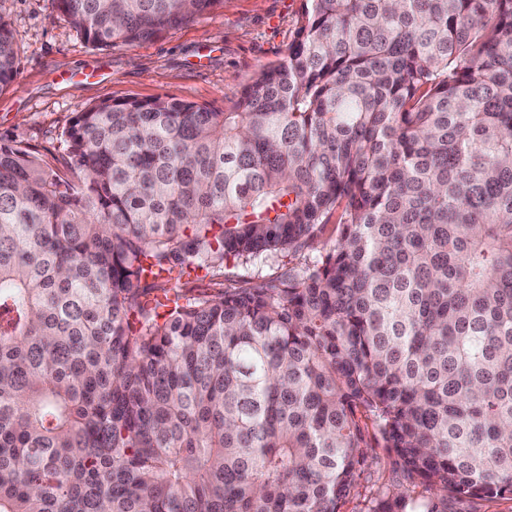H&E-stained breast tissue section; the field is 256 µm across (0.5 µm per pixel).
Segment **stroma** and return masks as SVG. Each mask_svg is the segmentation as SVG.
Segmentation results:
<instances>
[{"label": "stroma", "instance_id": "35a3bbf8", "mask_svg": "<svg viewBox=\"0 0 512 512\" xmlns=\"http://www.w3.org/2000/svg\"><path fill=\"white\" fill-rule=\"evenodd\" d=\"M301 0H224L223 7L149 41L98 49L72 28L54 0H0L17 33L14 83L0 91V138L62 163V133L76 112L104 100L162 98L221 110L291 42ZM280 263L228 264L190 275L189 295L243 287L278 274Z\"/></svg>", "mask_w": 512, "mask_h": 512}]
</instances>
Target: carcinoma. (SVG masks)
<instances>
[{
	"instance_id": "carcinoma-1",
	"label": "carcinoma",
	"mask_w": 512,
	"mask_h": 512,
	"mask_svg": "<svg viewBox=\"0 0 512 512\" xmlns=\"http://www.w3.org/2000/svg\"><path fill=\"white\" fill-rule=\"evenodd\" d=\"M104 49L224 0H55ZM231 106L103 101L0 141V512L512 499V0H302ZM17 38L0 14V91ZM324 254L217 296L170 274ZM370 457H373L377 462L374 466V476L372 482L366 484L367 488L361 489V496L355 497L347 501L342 508L341 512H360L363 507V498L369 494L372 483L377 485L385 484L391 486V488H402V484H405L403 478L399 473L393 471L391 464V458L388 457L384 448H373L370 451Z\"/></svg>"
}]
</instances>
